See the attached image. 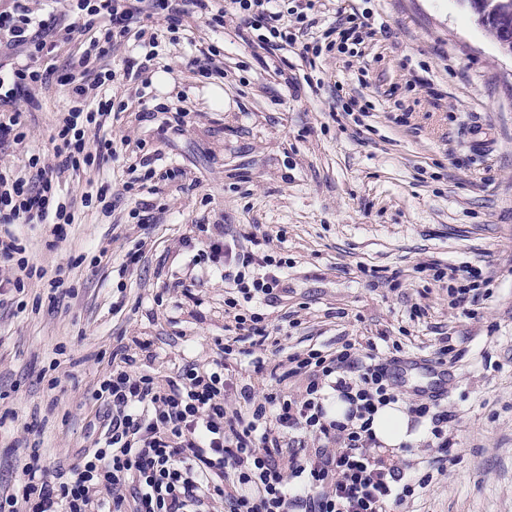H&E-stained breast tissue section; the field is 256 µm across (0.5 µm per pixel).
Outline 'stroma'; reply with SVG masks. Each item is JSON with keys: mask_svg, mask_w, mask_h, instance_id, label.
Returning a JSON list of instances; mask_svg holds the SVG:
<instances>
[{"mask_svg": "<svg viewBox=\"0 0 512 512\" xmlns=\"http://www.w3.org/2000/svg\"><path fill=\"white\" fill-rule=\"evenodd\" d=\"M325 5L315 34L350 5L373 12L388 34L363 56L326 52L311 64L295 48H249L230 15L223 31L200 22L187 36L158 21L151 70L168 73L170 85L110 87L130 107L101 129L114 142L112 159L61 184L73 224L58 238L44 224L23 228L37 265L71 293L49 302L46 279L34 278L23 308L0 310V479H21L20 447L32 436L50 466L82 447L90 396L117 339L149 340L161 375L183 357L202 366L216 358L223 279H208L194 302L175 282L201 246L199 225L219 224L256 236L261 252L288 263L267 309L281 329L267 357L384 336L430 359L442 340L458 338L465 354L448 365L447 399L458 460L434 473L407 512H512V53L466 0ZM211 49L224 75L202 82L188 63ZM338 83L369 112L341 116ZM215 86L223 104L205 96ZM38 97L42 110L22 114L25 141L0 146V164L20 168L50 153L68 92L52 83ZM176 99L190 114L178 131L161 112ZM145 152L159 153L158 167L181 169L183 180L143 189ZM92 183L108 185L110 210L84 204ZM138 203L147 207L141 223L131 216ZM139 238L150 249L118 279ZM100 243L107 256L89 262ZM429 263L485 267L492 297L464 315L447 285L423 272ZM368 268L381 280L369 283ZM391 274L398 281L389 285Z\"/></svg>", "mask_w": 512, "mask_h": 512, "instance_id": "obj_1", "label": "stroma"}]
</instances>
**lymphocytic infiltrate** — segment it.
<instances>
[{"instance_id":"1","label":"lymphocytic infiltrate","mask_w":512,"mask_h":512,"mask_svg":"<svg viewBox=\"0 0 512 512\" xmlns=\"http://www.w3.org/2000/svg\"><path fill=\"white\" fill-rule=\"evenodd\" d=\"M77 25L60 26L54 13L34 16L28 0L0 7V145L26 138L22 110H40L37 89L56 83L70 92L50 136V156H30L24 171L0 166V263L11 269L0 278V308L14 305L25 283L44 277L31 260L18 224L60 226L73 221L61 193L63 176H80L113 154V142L87 141L90 127L126 111L113 99L110 84L142 78L155 56L157 34L147 22L160 18L168 32L186 30L202 19L222 29L226 14L238 16V34L248 45H296L303 57L323 51L348 52L377 34L367 13L340 12L322 36L309 37V13L323 0H64ZM142 50L122 69L101 62L128 41ZM74 46L60 68L47 60L61 47ZM211 262L224 278V315L234 322L233 336L221 346L222 359L201 367L174 366L165 376L136 370L132 348L151 343L117 342L110 367L91 397L98 435L72 463L48 472L40 441L25 444L24 478L0 482V512H405L431 474L412 478L409 466L378 455L371 421L379 407L398 402L399 387L387 366L402 353L392 342L387 354L373 343L338 338L334 348L288 354L283 380L295 381L296 394L278 385L256 389L231 367V360L264 347L273 330L267 316L249 309L256 297H277L282 261L256 257L237 238L209 241ZM434 281H449L453 306L464 314L491 296L488 271L474 266L458 278L452 266L432 265ZM337 392L348 403L344 420L328 418L324 402ZM408 412L428 422L429 442L439 462H447L453 443L452 417L438 399H418Z\"/></svg>"}]
</instances>
